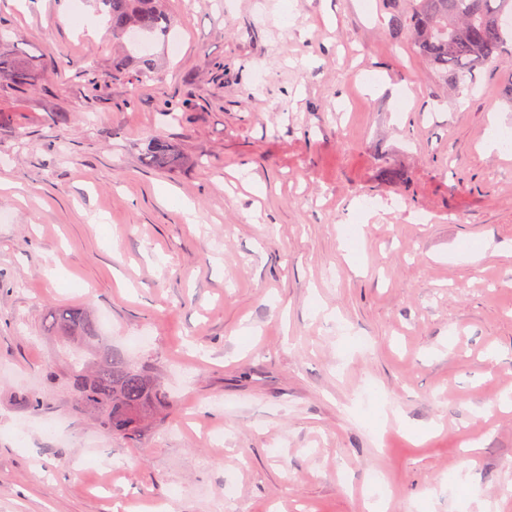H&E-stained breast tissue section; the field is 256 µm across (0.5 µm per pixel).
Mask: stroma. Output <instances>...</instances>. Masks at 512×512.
Masks as SVG:
<instances>
[{"instance_id": "1", "label": "stroma", "mask_w": 512, "mask_h": 512, "mask_svg": "<svg viewBox=\"0 0 512 512\" xmlns=\"http://www.w3.org/2000/svg\"><path fill=\"white\" fill-rule=\"evenodd\" d=\"M166 9L143 83L93 0H0V512H512V53L453 88L386 0ZM67 305L172 392L140 440L51 383ZM0 78L11 81L17 89L27 90L31 84L32 77L24 64L0 57ZM146 162L156 168L175 166L177 157L166 141L154 139L147 144Z\"/></svg>"}]
</instances>
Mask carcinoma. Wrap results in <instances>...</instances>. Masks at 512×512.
Segmentation results:
<instances>
[{
	"mask_svg": "<svg viewBox=\"0 0 512 512\" xmlns=\"http://www.w3.org/2000/svg\"><path fill=\"white\" fill-rule=\"evenodd\" d=\"M392 30L408 28L415 53L448 82L476 78L512 41V0H387ZM97 14L112 40L126 35L138 43L165 39L176 23L165 0H97ZM133 63L142 81L155 78V56L145 53ZM0 78L17 89L31 86L27 67L0 57ZM146 162L156 168L175 166L177 157L166 141L147 144ZM45 331L65 348L77 343L76 359L66 385L72 406L94 413L114 436L136 441L164 422L172 406L155 368L134 363L100 336L95 317L84 307L59 306L48 313Z\"/></svg>",
	"mask_w": 512,
	"mask_h": 512,
	"instance_id": "1",
	"label": "carcinoma"
}]
</instances>
